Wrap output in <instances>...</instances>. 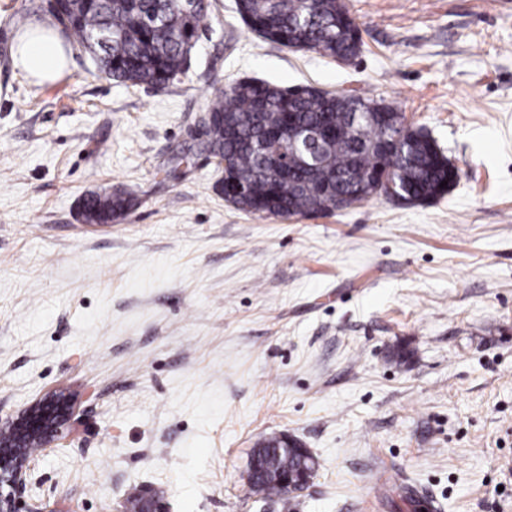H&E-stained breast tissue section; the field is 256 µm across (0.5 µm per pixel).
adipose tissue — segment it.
<instances>
[{"label": "adipose tissue", "mask_w": 512, "mask_h": 512, "mask_svg": "<svg viewBox=\"0 0 512 512\" xmlns=\"http://www.w3.org/2000/svg\"><path fill=\"white\" fill-rule=\"evenodd\" d=\"M11 58L14 68L41 84L59 79L69 65L62 34L37 23L28 24L17 32Z\"/></svg>", "instance_id": "obj_1"}]
</instances>
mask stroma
<instances>
[{"mask_svg": "<svg viewBox=\"0 0 512 512\" xmlns=\"http://www.w3.org/2000/svg\"><path fill=\"white\" fill-rule=\"evenodd\" d=\"M34 0H0V419L75 396L30 455L42 512H282L247 494L255 443L319 462L291 512H512V0H347V66L251 32L212 0L186 77L126 86L72 52L53 84L14 70ZM359 89L459 171L440 199L381 196L283 219L225 202L188 126L224 85ZM135 207L84 224L90 190ZM97 192H102L106 198L110 197L112 199V207L109 213H99L95 218V221H97L99 224H112L108 223L109 221L115 222L116 220H112V216L114 214H126L134 206V201L136 199L135 191L128 187L113 192L112 188L103 189Z\"/></svg>", "mask_w": 512, "mask_h": 512, "instance_id": "obj_1", "label": "stroma"}]
</instances>
